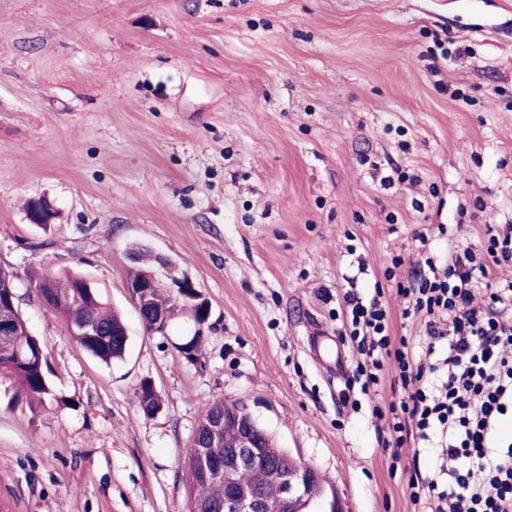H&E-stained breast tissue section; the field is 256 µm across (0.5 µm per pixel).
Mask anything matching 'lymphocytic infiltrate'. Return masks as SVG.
I'll list each match as a JSON object with an SVG mask.
<instances>
[{"label":"lymphocytic infiltrate","mask_w":512,"mask_h":512,"mask_svg":"<svg viewBox=\"0 0 512 512\" xmlns=\"http://www.w3.org/2000/svg\"><path fill=\"white\" fill-rule=\"evenodd\" d=\"M503 265H512L511 224L493 229L485 252L457 248L444 270L418 271L399 286L403 316L429 317L421 359L394 336L380 295H343L347 331L365 357L353 376L361 394L388 369L404 390L388 409H372L387 421L382 448H402L412 436L443 460L428 477L408 481L411 501L429 512H512V442L499 439L512 414V281L492 278Z\"/></svg>","instance_id":"lymphocytic-infiltrate-1"}]
</instances>
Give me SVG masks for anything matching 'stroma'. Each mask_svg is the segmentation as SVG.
<instances>
[{"label": "stroma", "instance_id": "stroma-1", "mask_svg": "<svg viewBox=\"0 0 512 512\" xmlns=\"http://www.w3.org/2000/svg\"><path fill=\"white\" fill-rule=\"evenodd\" d=\"M38 199L51 224L30 223ZM491 224H512V0H0V266L57 396L33 409L0 383V512H186L214 398L247 405L343 512H420L407 479L434 453L392 458L371 414L400 388L342 399L359 359L342 295L382 286L419 346L397 283L483 250ZM140 245L160 280H193L202 328L182 311L145 331L126 290ZM41 270L90 276L123 359L76 345L29 285Z\"/></svg>", "mask_w": 512, "mask_h": 512}]
</instances>
